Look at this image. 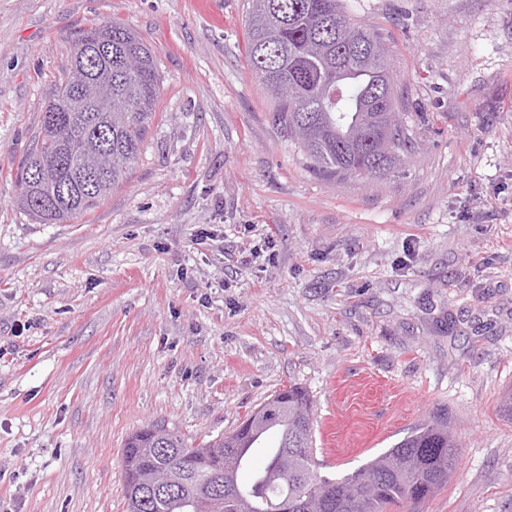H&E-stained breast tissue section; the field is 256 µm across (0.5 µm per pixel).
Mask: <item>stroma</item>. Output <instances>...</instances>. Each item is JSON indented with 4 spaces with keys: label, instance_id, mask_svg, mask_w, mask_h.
I'll return each mask as SVG.
<instances>
[{
    "label": "stroma",
    "instance_id": "1",
    "mask_svg": "<svg viewBox=\"0 0 512 512\" xmlns=\"http://www.w3.org/2000/svg\"><path fill=\"white\" fill-rule=\"evenodd\" d=\"M343 3L413 131L380 179L321 178L275 124L248 0H0V512H125L128 435L212 439L291 382L322 475L442 411L459 463L419 512H512V0ZM109 20L160 115L103 205L36 223L17 170Z\"/></svg>",
    "mask_w": 512,
    "mask_h": 512
}]
</instances>
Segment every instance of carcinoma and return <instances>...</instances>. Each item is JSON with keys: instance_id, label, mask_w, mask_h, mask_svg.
Returning <instances> with one entry per match:
<instances>
[{"instance_id": "carcinoma-1", "label": "carcinoma", "mask_w": 512, "mask_h": 512, "mask_svg": "<svg viewBox=\"0 0 512 512\" xmlns=\"http://www.w3.org/2000/svg\"><path fill=\"white\" fill-rule=\"evenodd\" d=\"M249 62L278 101L276 120L300 143L312 171L327 179L382 178L401 161L408 129L395 112V94L377 95L390 79L378 30L348 14L340 0H249ZM292 88L288 97L277 83ZM160 96L154 51L117 21L92 23L74 36L67 73L55 87L30 152L18 168L17 207L40 224L89 214L127 181L157 117ZM112 156L100 167L98 144ZM64 152L68 166L49 160ZM313 403L290 385L246 415L227 435L195 442L163 424L127 438L122 458L126 512H199L196 488L224 468H243L246 451L273 432L265 468L238 485L217 512H401L445 487L460 445L448 420L434 416L402 440L338 478L318 474ZM158 469L172 488L147 493Z\"/></svg>"}]
</instances>
